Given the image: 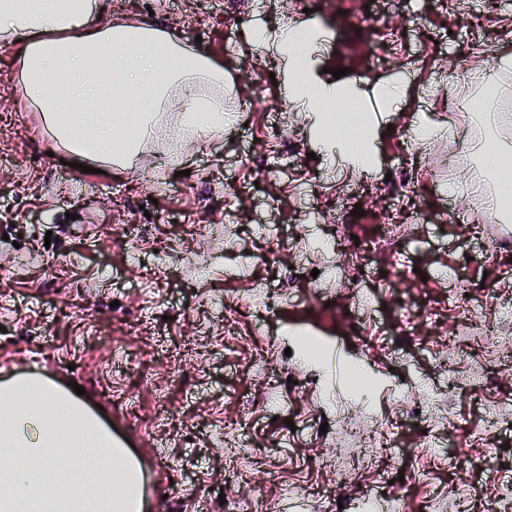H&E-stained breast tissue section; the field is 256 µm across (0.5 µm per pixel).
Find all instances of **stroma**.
<instances>
[{
  "label": "stroma",
  "instance_id": "35a3bbf8",
  "mask_svg": "<svg viewBox=\"0 0 512 512\" xmlns=\"http://www.w3.org/2000/svg\"><path fill=\"white\" fill-rule=\"evenodd\" d=\"M417 2L409 12L401 0H109L104 22H150L222 67L224 109L237 120L174 154L178 115L166 113L131 165L101 161L94 174L51 146L40 112L15 91L18 47L0 43V196L10 203L0 214V381L33 374L84 387L141 460L146 512H225L229 480L267 512H280L286 487L309 495L294 512H329L337 488L311 445L316 405L399 419L392 336L403 320L423 309L435 319L410 355L432 380L454 329L512 319V248L480 237L484 216L467 198L494 187L472 165L486 133L512 145V125L497 111L476 120L464 108L476 85L448 80L460 61L491 73L500 101H512V0ZM290 21L307 35L302 69L271 45ZM305 80L357 103L370 124L362 144L326 147L322 122L289 100ZM355 152L365 165L350 161ZM388 176L395 194L371 189ZM389 224L405 236L374 250ZM310 227L318 240L307 266L318 276L254 295L255 282L297 261ZM346 256L360 262L356 279H330ZM301 336L319 339L322 353L296 351ZM456 347L462 357L447 373L461 396L448 442L409 448L402 470L413 510L453 491L483 512L482 483L512 481V430L481 447L470 438L482 403L512 395V358L488 366L496 389L474 391L467 373L480 349ZM257 355L268 371L253 372ZM287 362L305 389L257 404L256 392L278 390ZM239 434L253 442L243 457L231 447Z\"/></svg>",
  "mask_w": 512,
  "mask_h": 512
}]
</instances>
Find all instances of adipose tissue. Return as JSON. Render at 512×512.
<instances>
[{"instance_id": "1", "label": "adipose tissue", "mask_w": 512, "mask_h": 512, "mask_svg": "<svg viewBox=\"0 0 512 512\" xmlns=\"http://www.w3.org/2000/svg\"><path fill=\"white\" fill-rule=\"evenodd\" d=\"M100 0H0V42L19 43L18 90L43 117L49 137L74 157L131 158L165 112L181 123L173 151L224 131L221 98H185L198 80L217 87L224 71L186 39L149 24L100 25ZM66 72L57 88L52 77ZM87 102L88 112L68 106ZM131 452L82 396L38 378L0 385V512H131L142 476ZM115 489L98 509L104 484ZM83 488L70 496L69 486Z\"/></svg>"}]
</instances>
